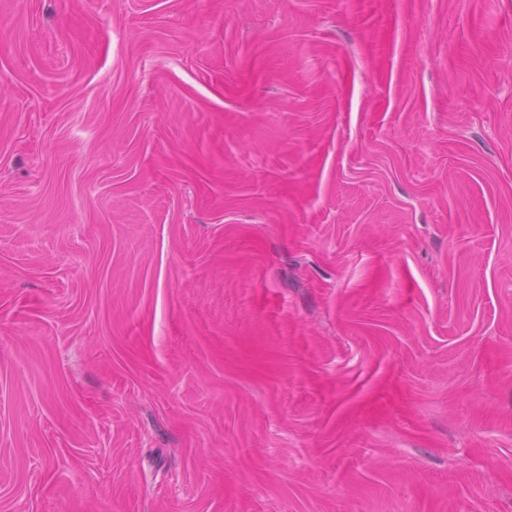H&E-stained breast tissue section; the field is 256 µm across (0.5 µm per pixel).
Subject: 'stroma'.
I'll return each mask as SVG.
<instances>
[{
  "mask_svg": "<svg viewBox=\"0 0 512 512\" xmlns=\"http://www.w3.org/2000/svg\"><path fill=\"white\" fill-rule=\"evenodd\" d=\"M0 512H512V0H0Z\"/></svg>",
  "mask_w": 512,
  "mask_h": 512,
  "instance_id": "1",
  "label": "stroma"
}]
</instances>
